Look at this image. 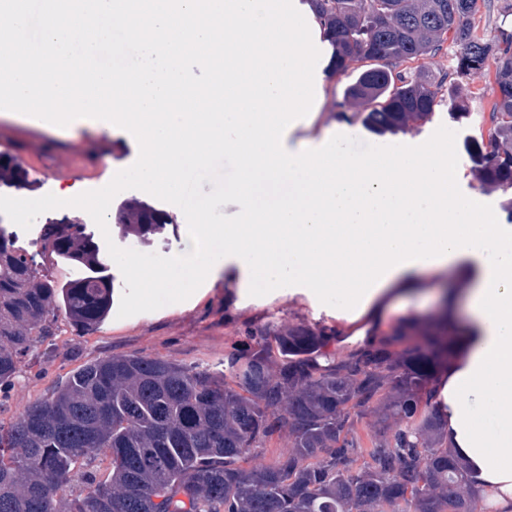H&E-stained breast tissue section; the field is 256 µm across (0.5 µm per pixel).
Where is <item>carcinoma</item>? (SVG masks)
<instances>
[{
	"mask_svg": "<svg viewBox=\"0 0 512 512\" xmlns=\"http://www.w3.org/2000/svg\"><path fill=\"white\" fill-rule=\"evenodd\" d=\"M304 0L345 77L333 107L379 133L430 117L444 96L459 112L463 81L492 72L493 126L472 154L484 183L512 192V0L497 34L479 2ZM445 79L421 71L445 42ZM42 248L87 269L59 287L31 284L33 256L0 227V386L10 384L56 312L102 322L112 288L99 254L68 238ZM206 366L134 354L88 362L50 398L0 423V512H477L478 492L446 444L433 403L447 329L399 326L347 354L323 351L325 327L272 319ZM367 422L371 447L356 425ZM277 436L267 463L257 449Z\"/></svg>",
	"mask_w": 512,
	"mask_h": 512,
	"instance_id": "1",
	"label": "carcinoma"
}]
</instances>
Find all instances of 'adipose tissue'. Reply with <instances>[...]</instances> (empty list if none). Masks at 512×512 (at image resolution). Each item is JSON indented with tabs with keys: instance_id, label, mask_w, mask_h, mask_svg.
<instances>
[{
	"instance_id": "adipose-tissue-1",
	"label": "adipose tissue",
	"mask_w": 512,
	"mask_h": 512,
	"mask_svg": "<svg viewBox=\"0 0 512 512\" xmlns=\"http://www.w3.org/2000/svg\"><path fill=\"white\" fill-rule=\"evenodd\" d=\"M450 265L460 268L462 273L455 288H433L425 278L427 267L420 262L387 275L385 283L370 296L361 317L378 328L396 299L434 297L433 308L416 314L415 320L440 323L447 327L451 339L450 359L435 373L436 410L443 424L449 427L448 447L466 465L487 512H512V481L494 483L483 478L480 465L462 448L457 440V429L450 426L456 410L453 403L446 401L444 390L456 375L470 369L476 356L491 345L495 336L485 316L474 308L488 277L481 252L454 255L448 262L439 263L438 268L443 271Z\"/></svg>"
}]
</instances>
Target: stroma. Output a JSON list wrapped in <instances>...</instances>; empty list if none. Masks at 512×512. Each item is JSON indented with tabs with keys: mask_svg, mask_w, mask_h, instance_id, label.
Segmentation results:
<instances>
[{
	"mask_svg": "<svg viewBox=\"0 0 512 512\" xmlns=\"http://www.w3.org/2000/svg\"><path fill=\"white\" fill-rule=\"evenodd\" d=\"M327 64V56H320L316 65L320 93L308 115L289 126V148L308 145L335 127L348 128L355 138L372 145H418L443 125L457 133V182L462 193L490 204L499 223L512 222V213L504 207L505 196L479 180L468 151L470 141L483 135L490 110L486 77L469 79L466 87L470 99L468 112L457 113L446 99L429 120L418 123L412 130L378 134L362 122L348 124L332 113V102L340 98L343 83L327 76ZM1 145L12 147L19 159L35 158L60 171L57 178L47 182L36 173L23 174L17 180L0 181V195L23 199L55 194L73 185L83 192L103 188L117 171L136 161L139 150L132 134L110 123H79L60 129H44L21 122L7 110L0 111ZM134 203L164 211L169 217L168 223L150 232L128 224L126 215ZM110 213L108 231L104 234L93 220L84 221L87 232L93 234L95 240L108 235L122 248L172 255L181 249L188 236L186 218L177 206L141 190L127 189L118 193L110 204ZM79 219L78 213L63 207L41 214L27 231L2 214L0 226L13 234L20 249L34 254L38 276L62 284L78 277L79 268L62 257L41 254L36 241L47 222L69 223ZM235 276V270H225L219 282L204 286L196 301L177 307L169 304L122 319L116 311H109L94 328L80 329L67 317L58 316L52 338L54 352H47L45 344H38L14 383L0 388V421L9 422L23 414L29 404L49 398L56 386L75 369L96 359L138 354L205 365L223 360L225 352L242 344L243 338L237 330L245 323L261 325L276 318L286 323L303 322L336 329V319L315 314L300 296L247 306L228 301L227 293L236 286Z\"/></svg>",
	"mask_w": 512,
	"mask_h": 512,
	"instance_id": "35a3bbf8",
	"label": "stroma"
}]
</instances>
